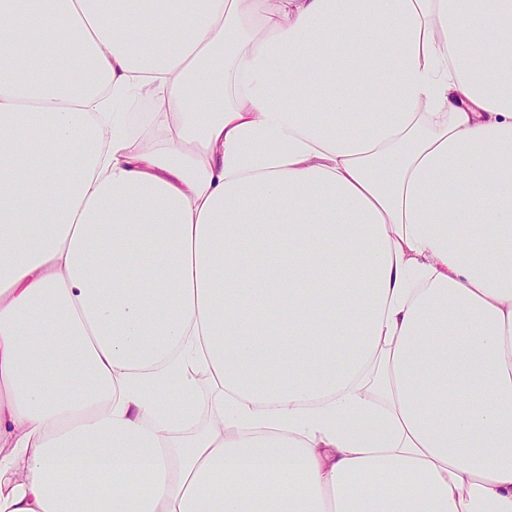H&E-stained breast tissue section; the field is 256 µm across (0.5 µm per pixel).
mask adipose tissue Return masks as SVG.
I'll return each instance as SVG.
<instances>
[{
	"label": "adipose tissue",
	"instance_id": "adipose-tissue-1",
	"mask_svg": "<svg viewBox=\"0 0 512 512\" xmlns=\"http://www.w3.org/2000/svg\"><path fill=\"white\" fill-rule=\"evenodd\" d=\"M0 512H512V0H0Z\"/></svg>",
	"mask_w": 512,
	"mask_h": 512
}]
</instances>
